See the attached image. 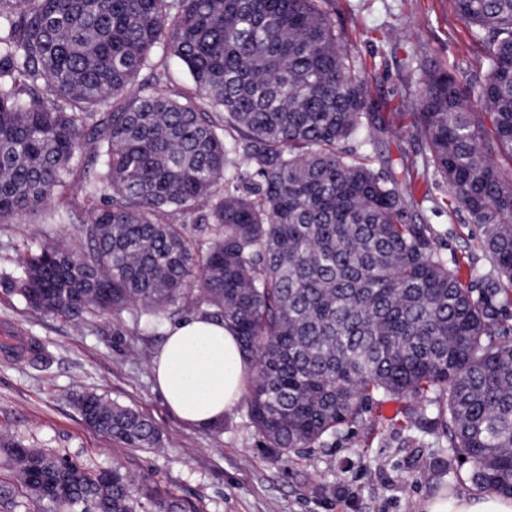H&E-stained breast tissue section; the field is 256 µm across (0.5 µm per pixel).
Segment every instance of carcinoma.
Listing matches in <instances>:
<instances>
[{"label": "carcinoma", "instance_id": "obj_1", "mask_svg": "<svg viewBox=\"0 0 512 512\" xmlns=\"http://www.w3.org/2000/svg\"><path fill=\"white\" fill-rule=\"evenodd\" d=\"M485 44L478 91L427 72L423 166L480 231L477 286L367 148L389 133L319 0H0V222L87 197L76 240L22 259L17 292L72 321L131 305L198 313L239 337L249 417L278 456L324 445L379 398L437 406L472 480L512 497V0H453ZM176 58L192 94H168ZM478 96L482 112L469 111ZM358 137L353 148L343 147ZM89 427L161 447L153 421L96 392ZM0 507L190 512L119 468L0 438Z\"/></svg>", "mask_w": 512, "mask_h": 512}]
</instances>
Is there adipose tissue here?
<instances>
[{
	"mask_svg": "<svg viewBox=\"0 0 512 512\" xmlns=\"http://www.w3.org/2000/svg\"><path fill=\"white\" fill-rule=\"evenodd\" d=\"M152 371L170 412L208 430L222 426L242 397L249 366L238 336L223 322L197 314L170 329ZM423 512H512V497L490 491L435 496L425 501Z\"/></svg>",
	"mask_w": 512,
	"mask_h": 512,
	"instance_id": "ef3b65f1",
	"label": "adipose tissue"
}]
</instances>
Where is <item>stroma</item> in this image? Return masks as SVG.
Instances as JSON below:
<instances>
[{"mask_svg":"<svg viewBox=\"0 0 512 512\" xmlns=\"http://www.w3.org/2000/svg\"><path fill=\"white\" fill-rule=\"evenodd\" d=\"M322 7L363 66L387 124L402 131L376 142L372 167L411 190L417 219L433 226L442 255L461 259L462 272L481 281L490 264L480 231L463 208H449L446 181L423 168L426 145L411 113L435 65L480 86L488 72L484 46L452 0H324ZM73 233L72 224L45 226L27 216L0 222V433L101 469L121 468L170 489L191 512H421L437 492H477L470 464L447 449L436 407L409 422L404 399L373 403L363 424L341 427L325 446L288 459L265 449L243 400L221 430L187 426L166 408L151 369L173 319L150 328L147 315L131 308L76 322L37 311L16 293L22 256L45 237ZM32 343L43 359L23 354ZM79 390L148 415L162 448H125L90 430L73 402Z\"/></svg>","mask_w":512,"mask_h":512,"instance_id":"obj_1","label":"stroma"}]
</instances>
